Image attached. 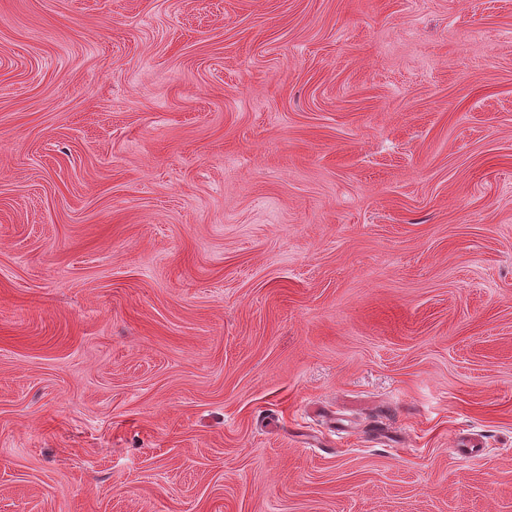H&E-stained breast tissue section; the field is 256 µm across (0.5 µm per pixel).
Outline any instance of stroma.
I'll return each mask as SVG.
<instances>
[{
	"label": "stroma",
	"mask_w": 512,
	"mask_h": 512,
	"mask_svg": "<svg viewBox=\"0 0 512 512\" xmlns=\"http://www.w3.org/2000/svg\"><path fill=\"white\" fill-rule=\"evenodd\" d=\"M0 512H512V0H0Z\"/></svg>",
	"instance_id": "35a3bbf8"
}]
</instances>
